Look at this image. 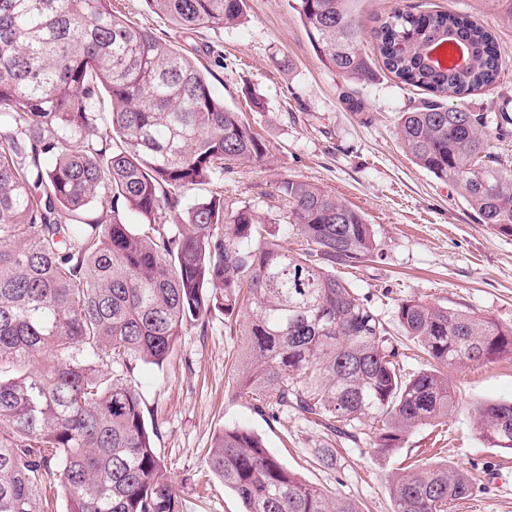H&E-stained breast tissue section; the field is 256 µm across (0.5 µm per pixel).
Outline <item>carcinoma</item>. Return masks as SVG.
<instances>
[{
    "label": "carcinoma",
    "mask_w": 512,
    "mask_h": 512,
    "mask_svg": "<svg viewBox=\"0 0 512 512\" xmlns=\"http://www.w3.org/2000/svg\"><path fill=\"white\" fill-rule=\"evenodd\" d=\"M149 3L187 30L247 20L245 0ZM355 3L292 8L347 81L382 70L430 94L402 113V150L512 236V164L489 151L491 117L463 105L500 80L496 36L463 11L395 7L373 31V59ZM267 155L191 57L113 0H0V512H47L46 477L66 512H183L127 373L163 365L216 312L244 337L236 397L351 441L369 418L383 454L448 417L443 369L512 360V325L409 298L398 320L431 367L403 376L386 325L336 274L377 249L364 213L294 179L278 182L270 224L224 197V175ZM199 185L215 189L183 207ZM96 200L110 210L90 219ZM474 411L481 438L512 450V401ZM206 464L244 512H359L242 428L216 435ZM469 491L463 471L425 461L393 479L394 512H448Z\"/></svg>",
    "instance_id": "cac0c4a2"
}]
</instances>
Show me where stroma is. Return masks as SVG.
<instances>
[{"label": "stroma", "mask_w": 512, "mask_h": 512, "mask_svg": "<svg viewBox=\"0 0 512 512\" xmlns=\"http://www.w3.org/2000/svg\"><path fill=\"white\" fill-rule=\"evenodd\" d=\"M245 4L241 26L188 31L156 14L147 0H116L128 19L187 50L211 73L225 105L245 112L266 139L265 162L225 175V195L252 205L266 220L277 212L276 182L297 179L364 212L378 247L373 257L339 275L397 340L404 373L424 369L426 360L400 327L401 300L415 297L512 325V237L480 224L456 187L417 167L397 141L398 117L422 98V90L389 76L351 84L321 61L288 0ZM400 4L414 11H464L492 30L505 70L495 89L475 92L466 105L494 114L512 103V21L495 0H358L357 8L370 28ZM251 96L263 99V111H248ZM243 346V337L226 331L216 314L207 329L192 328L163 366L140 362L128 376L185 512H241L235 493L205 463L214 436L228 426L259 435L288 469L354 501L360 512H394L393 478L422 459L468 476L471 493L453 503L451 512H512V451L482 440L474 411L480 401L512 400V362L449 371L455 410L440 424L413 430L389 456L374 452L372 430L352 443L301 413L272 421L248 400L235 398L234 367ZM321 448L335 453V466L319 460Z\"/></svg>", "instance_id": "1"}]
</instances>
